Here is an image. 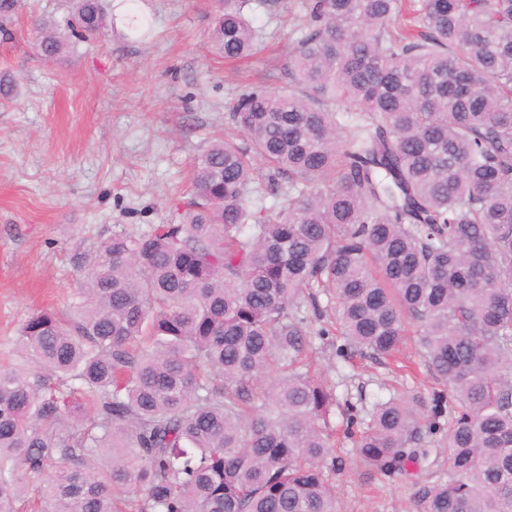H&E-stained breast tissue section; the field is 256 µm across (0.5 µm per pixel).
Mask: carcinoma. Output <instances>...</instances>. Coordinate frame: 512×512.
I'll list each match as a JSON object with an SVG mask.
<instances>
[{
	"label": "carcinoma",
	"mask_w": 512,
	"mask_h": 512,
	"mask_svg": "<svg viewBox=\"0 0 512 512\" xmlns=\"http://www.w3.org/2000/svg\"><path fill=\"white\" fill-rule=\"evenodd\" d=\"M19 8L0 0V33ZM250 8L221 0L226 59L255 48ZM303 9L284 85L233 104L244 139L208 143L175 218L112 232L73 313L21 324L0 512H339L312 315L341 357L388 359L414 328L442 386L376 401L357 432L344 411L362 469L409 472L446 415L443 477L413 483L411 512H512V0ZM105 26L101 0H73L34 21L37 50Z\"/></svg>",
	"instance_id": "cac0c4a2"
}]
</instances>
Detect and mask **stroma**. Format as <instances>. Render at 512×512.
<instances>
[{
    "label": "stroma",
    "mask_w": 512,
    "mask_h": 512,
    "mask_svg": "<svg viewBox=\"0 0 512 512\" xmlns=\"http://www.w3.org/2000/svg\"><path fill=\"white\" fill-rule=\"evenodd\" d=\"M107 25L97 40L72 41L54 61L36 49L32 17L62 19L72 0H23L9 36L0 35V72L18 85L0 101V365L25 317L70 309L82 281L74 263L114 229L131 232L168 222L190 184L195 158L228 128V110L257 87L281 84L293 19L301 0L255 7L256 51L224 61L210 39L216 0H137L147 37L127 27V0H102ZM318 370L340 404L367 412L377 398L425 394L436 383L418 366L414 337L406 373L382 360L336 354L334 338L314 342ZM328 476L342 512H409L410 475L365 473L337 424Z\"/></svg>",
    "instance_id": "stroma-1"
}]
</instances>
